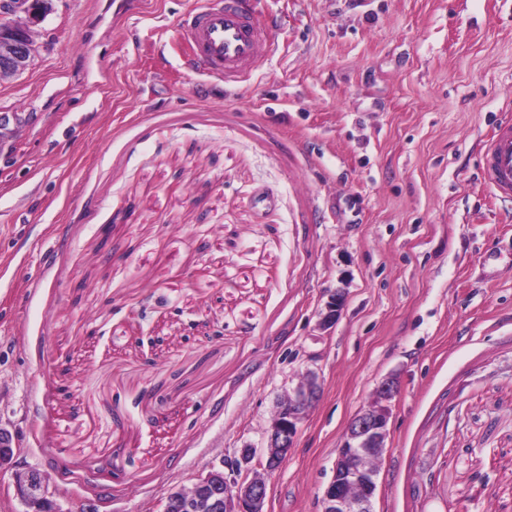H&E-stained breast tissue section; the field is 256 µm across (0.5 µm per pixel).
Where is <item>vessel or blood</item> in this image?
<instances>
[{
  "mask_svg": "<svg viewBox=\"0 0 512 512\" xmlns=\"http://www.w3.org/2000/svg\"><path fill=\"white\" fill-rule=\"evenodd\" d=\"M187 48L186 64L209 76L237 83L256 63L272 56L274 44L246 0H200L177 27ZM483 184L502 199H512V118L501 121L481 158Z\"/></svg>",
  "mask_w": 512,
  "mask_h": 512,
  "instance_id": "1",
  "label": "vessel or blood"
}]
</instances>
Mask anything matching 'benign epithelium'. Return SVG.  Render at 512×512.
Segmentation results:
<instances>
[{
    "label": "benign epithelium",
    "instance_id": "7a95c632",
    "mask_svg": "<svg viewBox=\"0 0 512 512\" xmlns=\"http://www.w3.org/2000/svg\"><path fill=\"white\" fill-rule=\"evenodd\" d=\"M51 0H0V79L23 71L35 52L29 25L50 11ZM345 292L337 288L328 295L320 326L329 329L339 320ZM398 392L397 379L387 377L375 389L369 405L350 422L337 449L333 475L320 498L322 512H374L380 466L386 449L391 416L390 402ZM321 393V381L306 371L279 402L261 448L246 445L238 456L219 460L197 476L188 488L171 490L157 512H169L170 504L187 498L190 512H213L215 501L203 495L217 490L224 512H264L267 479L283 465L294 447L299 425ZM12 435L0 427V467L15 455ZM50 474L28 469L15 474V494L24 512H63L51 499Z\"/></svg>",
    "mask_w": 512,
    "mask_h": 512
}]
</instances>
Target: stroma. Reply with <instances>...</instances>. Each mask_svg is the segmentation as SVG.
<instances>
[{
  "instance_id": "35a3bbf8",
  "label": "stroma",
  "mask_w": 512,
  "mask_h": 512,
  "mask_svg": "<svg viewBox=\"0 0 512 512\" xmlns=\"http://www.w3.org/2000/svg\"><path fill=\"white\" fill-rule=\"evenodd\" d=\"M274 54L186 67L198 0H53L0 80V512H155L321 394L267 512H321L350 421L398 381L375 512H512V0H252ZM346 291L336 326L319 325ZM483 184L502 199H512V117L501 121L480 162ZM345 292L342 288L332 291L321 312L319 325L323 329H329L339 320L345 306ZM50 474L38 470L28 469L15 474V494L24 505V512H64L59 505L51 499L49 493Z\"/></svg>"
}]
</instances>
